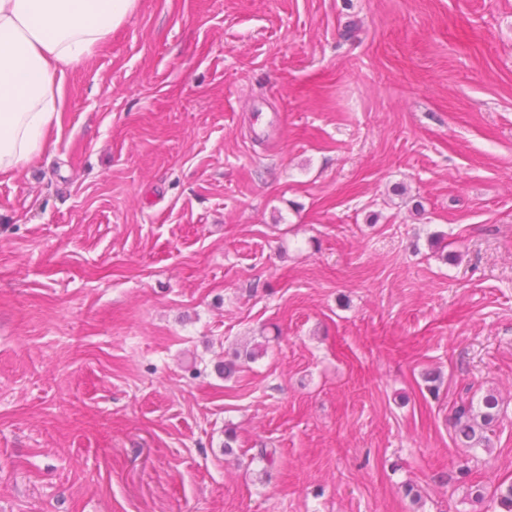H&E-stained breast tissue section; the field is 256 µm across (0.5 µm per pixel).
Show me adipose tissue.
I'll return each mask as SVG.
<instances>
[{
	"label": "adipose tissue",
	"mask_w": 512,
	"mask_h": 512,
	"mask_svg": "<svg viewBox=\"0 0 512 512\" xmlns=\"http://www.w3.org/2000/svg\"><path fill=\"white\" fill-rule=\"evenodd\" d=\"M136 7L137 0H0V176L21 174L61 134L68 70Z\"/></svg>",
	"instance_id": "obj_1"
}]
</instances>
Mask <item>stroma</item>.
<instances>
[{"instance_id":"obj_1","label":"stroma","mask_w":512,"mask_h":512,"mask_svg":"<svg viewBox=\"0 0 512 512\" xmlns=\"http://www.w3.org/2000/svg\"><path fill=\"white\" fill-rule=\"evenodd\" d=\"M62 125L0 178V512H496L512 0H138ZM498 416L499 402L494 394H486L476 404L473 397H461L452 412L455 442L465 448L489 449L490 439L486 433Z\"/></svg>"}]
</instances>
